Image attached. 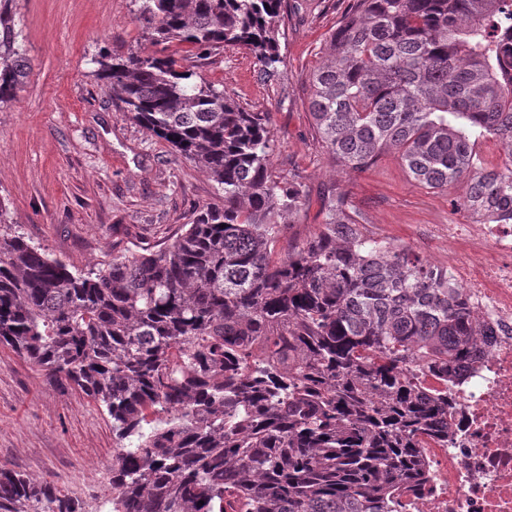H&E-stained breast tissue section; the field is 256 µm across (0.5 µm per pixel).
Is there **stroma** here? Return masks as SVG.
<instances>
[{
    "label": "stroma",
    "mask_w": 512,
    "mask_h": 512,
    "mask_svg": "<svg viewBox=\"0 0 512 512\" xmlns=\"http://www.w3.org/2000/svg\"><path fill=\"white\" fill-rule=\"evenodd\" d=\"M278 75L261 76L240 47L212 53L172 42L165 53L201 73L226 97L271 117V170L301 184L304 206L282 215L285 241L312 234L329 189L347 195L362 230L448 263L451 224L473 214L455 209L466 181L449 190L418 185L393 154L350 172L318 143L309 114L311 72L349 0H288ZM28 75L0 105V200L15 228L68 267L164 247L202 206L222 202L209 175L152 136L92 75L101 54L143 44L137 0H13ZM112 420L82 391L50 382L10 347L0 346V465L79 498L100 512L112 496Z\"/></svg>",
    "instance_id": "1"
}]
</instances>
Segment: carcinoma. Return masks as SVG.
Listing matches in <instances>:
<instances>
[{
  "instance_id": "cac0c4a2",
  "label": "carcinoma",
  "mask_w": 512,
  "mask_h": 512,
  "mask_svg": "<svg viewBox=\"0 0 512 512\" xmlns=\"http://www.w3.org/2000/svg\"><path fill=\"white\" fill-rule=\"evenodd\" d=\"M288 0H141L145 40L240 46L278 71ZM93 76L209 174L204 206L157 252L71 272L0 203V344L100 403L118 439L108 512H402L421 438L448 445V376L480 336L448 269L364 235L347 197L273 257L303 193L270 171L269 114L175 60L104 55ZM27 77L0 0V104ZM319 143L359 171L386 154L429 190L512 220V0H351L310 76ZM495 138L501 162L483 163ZM0 465V512H81Z\"/></svg>"
}]
</instances>
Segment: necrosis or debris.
<instances>
[{"label":"necrosis or debris","instance_id":"4bbe7bcc","mask_svg":"<svg viewBox=\"0 0 512 512\" xmlns=\"http://www.w3.org/2000/svg\"><path fill=\"white\" fill-rule=\"evenodd\" d=\"M448 271L483 331L447 387L448 442L424 441L430 481L403 512H512V224H452Z\"/></svg>","mask_w":512,"mask_h":512}]
</instances>
